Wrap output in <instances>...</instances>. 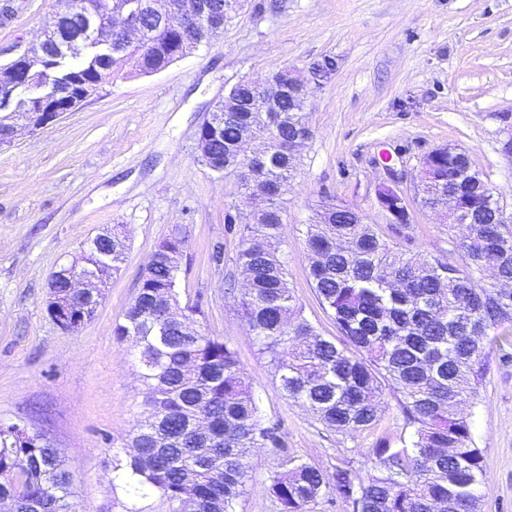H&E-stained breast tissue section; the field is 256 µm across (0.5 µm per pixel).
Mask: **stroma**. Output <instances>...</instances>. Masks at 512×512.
I'll return each instance as SVG.
<instances>
[{"mask_svg": "<svg viewBox=\"0 0 512 512\" xmlns=\"http://www.w3.org/2000/svg\"><path fill=\"white\" fill-rule=\"evenodd\" d=\"M12 6L0 20V68L39 43L51 21L48 0ZM284 69L308 82L313 136L282 198L281 248L289 286L322 335L336 328L310 284L305 242L322 198L357 209L407 253L446 254V225L415 204L410 224L389 223L376 190L395 173L412 192L424 158L452 145L512 205V159L502 151L512 126V0H244L194 53L156 73L114 79L78 110L19 130L0 146V423L47 434L73 475L77 512H123L112 450L128 440L147 388L135 352L113 329L156 245L178 230L187 237L180 299L198 308L203 332L235 349L263 423L288 453L328 474L346 462L364 472L377 435L404 431L388 389L377 431L327 430L282 395L270 355L241 318L243 226L227 225L225 215L246 212L247 203L234 176L199 162L198 131L238 80ZM107 227L126 235V260L95 317L62 331L46 310L49 278ZM489 335L472 413L487 475L477 512H512V324ZM278 459L272 449L253 450L235 512H278L266 494Z\"/></svg>", "mask_w": 512, "mask_h": 512, "instance_id": "obj_1", "label": "stroma"}]
</instances>
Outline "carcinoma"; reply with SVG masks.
Segmentation results:
<instances>
[{"mask_svg":"<svg viewBox=\"0 0 512 512\" xmlns=\"http://www.w3.org/2000/svg\"><path fill=\"white\" fill-rule=\"evenodd\" d=\"M148 47L112 28L104 0H50L55 28L40 43L47 73L59 90L75 79L95 85L127 67L140 74L165 68L185 49L177 31L161 21L163 0H141ZM90 12L112 30V58L99 67H72L56 58L57 44L80 40V15ZM266 141L263 175L281 189L255 204L257 219L244 226L236 263L248 276L241 316L271 355L283 395L307 407L327 429L354 437L382 416L378 394L399 395L409 436L397 445L379 438L371 470L346 464L332 478L283 453L269 476L267 496L280 512H313L335 497L352 512H473L486 471L474 446L472 411L486 371L487 331L512 323V223L484 180L464 171L448 151L428 159L419 205L436 206L435 181L461 201L464 212L444 211L458 230L452 260L409 255L382 239L376 225L333 199L320 201L307 225L308 276L333 318L338 335L323 336L302 312L286 279L279 199L292 188L298 155L285 151L310 129L304 112H254L242 88L223 120L199 131L205 154L235 168L244 127ZM125 240L112 236V269L125 260ZM171 255L154 251L149 273L113 329L138 355L140 378L151 390L126 447L112 454V471L129 505L157 494L169 512L193 498L195 512H234L245 492V460L254 448H280L276 429L261 422L252 382L233 347L193 328L198 309L183 306ZM73 475L43 432L22 435L0 425V502L11 512H72Z\"/></svg>","mask_w":512,"mask_h":512,"instance_id":"obj_1","label":"carcinoma"}]
</instances>
